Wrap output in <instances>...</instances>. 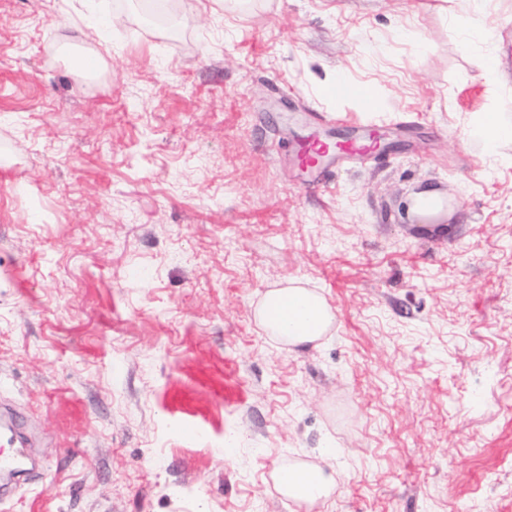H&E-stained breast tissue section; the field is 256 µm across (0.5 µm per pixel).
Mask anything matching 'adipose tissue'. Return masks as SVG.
Masks as SVG:
<instances>
[{
    "instance_id": "adipose-tissue-1",
    "label": "adipose tissue",
    "mask_w": 512,
    "mask_h": 512,
    "mask_svg": "<svg viewBox=\"0 0 512 512\" xmlns=\"http://www.w3.org/2000/svg\"><path fill=\"white\" fill-rule=\"evenodd\" d=\"M256 314L272 338L291 345L321 339L333 321L322 295L297 286L266 291ZM275 478L285 498L307 507L330 498L337 485L335 472L319 465H281L275 470Z\"/></svg>"
}]
</instances>
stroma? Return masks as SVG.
I'll return each mask as SVG.
<instances>
[{
  "label": "stroma",
  "instance_id": "1",
  "mask_svg": "<svg viewBox=\"0 0 512 512\" xmlns=\"http://www.w3.org/2000/svg\"><path fill=\"white\" fill-rule=\"evenodd\" d=\"M0 0V512H512V0ZM342 79L376 106L337 98ZM341 114L382 153L301 182ZM444 196L411 215L426 186ZM334 320L289 346L272 288ZM280 463L326 464L305 510ZM488 153H495L498 144L512 139V125L499 120L497 113L486 112L474 129ZM256 314L262 328L272 338L291 345L321 339L333 321V314L322 295L297 286L266 291Z\"/></svg>",
  "mask_w": 512,
  "mask_h": 512
}]
</instances>
